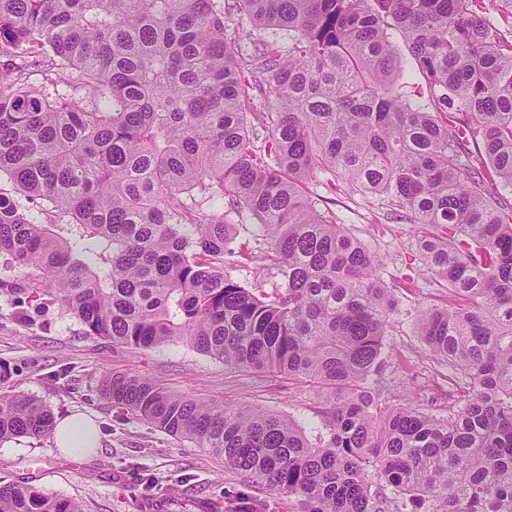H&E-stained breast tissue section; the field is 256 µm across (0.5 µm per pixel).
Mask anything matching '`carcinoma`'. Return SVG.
Segmentation results:
<instances>
[{"mask_svg":"<svg viewBox=\"0 0 512 512\" xmlns=\"http://www.w3.org/2000/svg\"><path fill=\"white\" fill-rule=\"evenodd\" d=\"M473 2L0 0V176L70 219L46 224L0 193V257L39 270L42 294L116 347L182 342L307 379L327 438L131 372L103 380L113 405L309 512H512V208L493 191L512 188V41ZM232 15L247 31L230 38ZM250 89L273 111L250 113ZM322 173L430 228L424 268L461 300L420 315L467 390L447 415L383 411L369 394L395 303L377 255L302 192ZM245 211L278 264L273 296L224 270ZM10 378L0 364V442L50 434L51 410ZM0 512L83 509L0 480Z\"/></svg>","mask_w":512,"mask_h":512,"instance_id":"obj_1","label":"carcinoma"}]
</instances>
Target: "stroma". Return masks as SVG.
Returning a JSON list of instances; mask_svg holds the SVG:
<instances>
[{"label": "stroma", "mask_w": 512, "mask_h": 512, "mask_svg": "<svg viewBox=\"0 0 512 512\" xmlns=\"http://www.w3.org/2000/svg\"><path fill=\"white\" fill-rule=\"evenodd\" d=\"M304 190L379 256V277L393 290L396 310L384 339L383 365L370 383L381 408L411 401L426 413L447 414L462 393L449 386L447 366L431 357L419 327L422 308L448 301L447 290L423 270L417 245L425 226L395 219L384 199L342 183L330 189L309 181ZM236 222L237 254L227 258L226 272L248 287L275 293L281 276L258 257L252 217L245 213ZM0 362L10 367L13 387L45 403L54 418L82 411L101 429L99 448L81 458L64 455L48 436L0 443L2 480L76 499L85 512H308L298 496L226 469L222 458L114 407L101 392L105 376L134 372L206 404L295 420L314 443L325 433L315 414L321 393L305 379L230 368L184 344L119 348L88 334L65 308L32 292L19 303L0 292Z\"/></svg>", "instance_id": "35a3bbf8"}]
</instances>
